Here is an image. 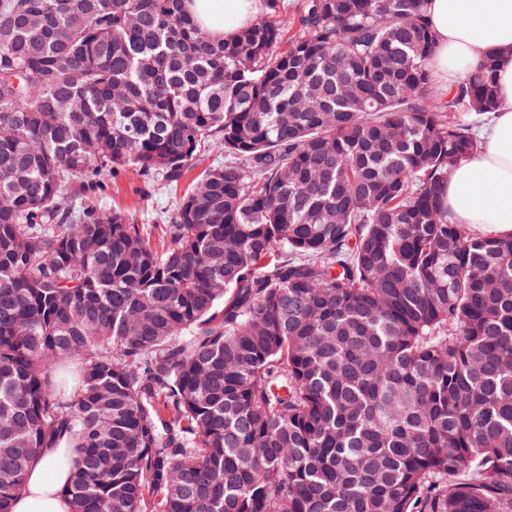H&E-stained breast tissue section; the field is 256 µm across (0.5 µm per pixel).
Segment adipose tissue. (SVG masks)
<instances>
[{"instance_id":"1","label":"adipose tissue","mask_w":512,"mask_h":512,"mask_svg":"<svg viewBox=\"0 0 512 512\" xmlns=\"http://www.w3.org/2000/svg\"><path fill=\"white\" fill-rule=\"evenodd\" d=\"M189 8L213 38L227 39L255 17L259 0H191ZM427 14L437 33L429 66L447 82L460 84L484 55L499 56V107L480 132V150L448 182V217L485 236H512V0H427ZM66 452L62 443L41 449L13 512H71Z\"/></svg>"}]
</instances>
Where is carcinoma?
I'll return each mask as SVG.
<instances>
[{"label": "carcinoma", "instance_id": "carcinoma-1", "mask_svg": "<svg viewBox=\"0 0 512 512\" xmlns=\"http://www.w3.org/2000/svg\"><path fill=\"white\" fill-rule=\"evenodd\" d=\"M426 0L215 40L184 0H0V512H512V237L452 224L499 57L434 86ZM161 252L74 180L156 172ZM66 439L57 447L41 448L32 464L26 490L14 503V512H71L64 489L69 481L73 458L66 463Z\"/></svg>", "mask_w": 512, "mask_h": 512}]
</instances>
